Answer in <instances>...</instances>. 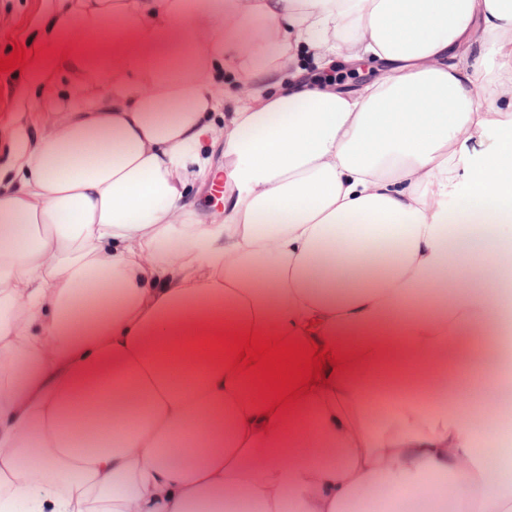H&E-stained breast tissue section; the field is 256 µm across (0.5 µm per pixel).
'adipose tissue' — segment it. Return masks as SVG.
Wrapping results in <instances>:
<instances>
[{"instance_id": "adipose-tissue-1", "label": "adipose tissue", "mask_w": 512, "mask_h": 512, "mask_svg": "<svg viewBox=\"0 0 512 512\" xmlns=\"http://www.w3.org/2000/svg\"><path fill=\"white\" fill-rule=\"evenodd\" d=\"M511 48L512 0H62L74 105L0 150V512H512ZM219 332L346 360L268 413ZM196 208L206 216L224 213V182L220 185L208 183L196 195Z\"/></svg>"}]
</instances>
